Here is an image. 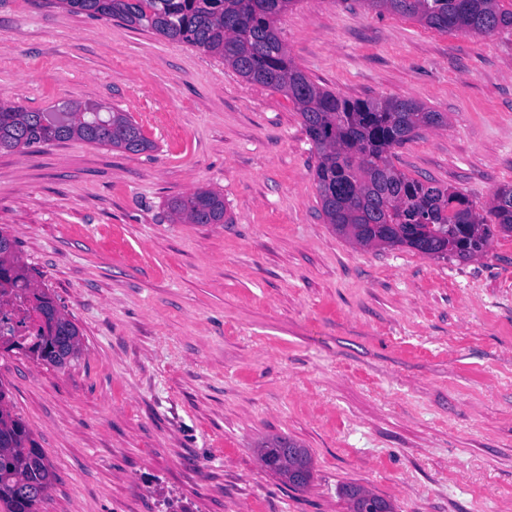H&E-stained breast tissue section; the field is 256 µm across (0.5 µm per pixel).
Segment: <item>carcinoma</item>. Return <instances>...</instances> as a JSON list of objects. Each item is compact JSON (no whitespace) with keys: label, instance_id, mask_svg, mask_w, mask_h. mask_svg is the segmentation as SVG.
I'll list each match as a JSON object with an SVG mask.
<instances>
[{"label":"carcinoma","instance_id":"obj_1","mask_svg":"<svg viewBox=\"0 0 512 512\" xmlns=\"http://www.w3.org/2000/svg\"><path fill=\"white\" fill-rule=\"evenodd\" d=\"M295 0H55L75 13L197 47L249 82L283 93L297 108L317 154L315 181L320 212L339 235L368 247L419 249L407 226H418L423 252L468 260L485 252L497 232L512 236V186L503 185L491 205L478 210L457 190L419 180L397 169L393 149L443 115L410 98L352 100L313 81L292 60L280 39L277 19ZM374 10L416 19L438 31L490 33L512 29V7L505 0H363ZM79 140L127 152H143L151 142L125 113L99 104H71L56 112H29L0 103V151ZM174 224H227L224 195L199 188L168 201ZM16 241L0 227V287H21L46 320L25 355L51 359L58 337L69 341L71 358L80 353V331L44 289L31 286ZM0 381V512H40L55 474L32 430L8 406ZM259 448L308 450L287 438Z\"/></svg>","mask_w":512,"mask_h":512}]
</instances>
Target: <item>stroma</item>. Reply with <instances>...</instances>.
Instances as JSON below:
<instances>
[{"label":"stroma","mask_w":512,"mask_h":512,"mask_svg":"<svg viewBox=\"0 0 512 512\" xmlns=\"http://www.w3.org/2000/svg\"><path fill=\"white\" fill-rule=\"evenodd\" d=\"M277 28L312 80L442 112L393 164L488 205L512 184V30L443 33L363 0H296ZM98 103L153 142L0 152V225L81 332L62 368L0 358L55 479L41 512H394L512 501V237L438 259L325 224L294 104L202 50L0 0V101ZM210 188L225 224H173ZM308 448L283 483L257 443ZM258 448H261V454H260V458H261V461L263 463V465L268 469L270 470L271 472H273L275 475H278L279 477L285 479V481L288 482V479L285 478V475H284V469L287 467V465H282L280 467H277V468H272V467H269L267 465L264 464L263 462V456H262V451L263 449L265 448H297L299 450V453H300V458L306 462V464L309 466V481L311 479V459H310V455L308 453V450L306 448H302L301 445H298L296 442L290 440V439H287V438H276V439H273L272 441H265V442H262ZM289 483V482H288ZM290 484V483H289Z\"/></svg>","instance_id":"1"}]
</instances>
